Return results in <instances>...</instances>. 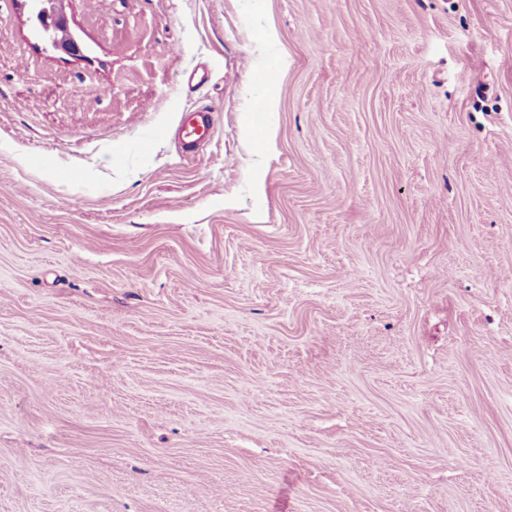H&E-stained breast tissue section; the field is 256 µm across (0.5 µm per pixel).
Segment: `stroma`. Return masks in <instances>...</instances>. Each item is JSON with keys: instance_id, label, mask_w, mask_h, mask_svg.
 <instances>
[{"instance_id": "1", "label": "stroma", "mask_w": 512, "mask_h": 512, "mask_svg": "<svg viewBox=\"0 0 512 512\" xmlns=\"http://www.w3.org/2000/svg\"><path fill=\"white\" fill-rule=\"evenodd\" d=\"M66 10L0 0V512H512V0ZM32 20L44 30L48 46L56 52L77 55L80 51L65 11L66 0H23ZM215 126V115L209 108L183 113L178 127V145L183 154L186 157L194 155L210 140Z\"/></svg>"}]
</instances>
